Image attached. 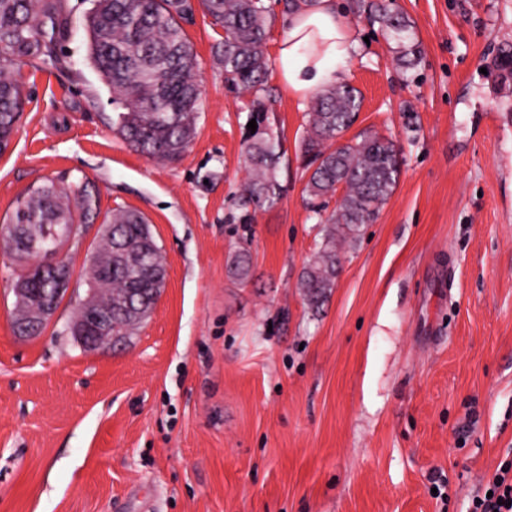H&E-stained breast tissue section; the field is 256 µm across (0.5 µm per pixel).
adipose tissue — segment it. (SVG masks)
<instances>
[{
    "label": "adipose tissue",
    "mask_w": 512,
    "mask_h": 512,
    "mask_svg": "<svg viewBox=\"0 0 512 512\" xmlns=\"http://www.w3.org/2000/svg\"><path fill=\"white\" fill-rule=\"evenodd\" d=\"M357 49L341 0H317L315 6L289 17L288 35L278 51V70L289 93L302 100L339 83Z\"/></svg>",
    "instance_id": "adipose-tissue-1"
}]
</instances>
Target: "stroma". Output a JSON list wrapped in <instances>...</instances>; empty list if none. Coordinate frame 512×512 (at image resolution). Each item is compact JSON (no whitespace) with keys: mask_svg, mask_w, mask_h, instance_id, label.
Wrapping results in <instances>:
<instances>
[{"mask_svg":"<svg viewBox=\"0 0 512 512\" xmlns=\"http://www.w3.org/2000/svg\"><path fill=\"white\" fill-rule=\"evenodd\" d=\"M264 4V97L286 155L279 203L248 224L251 97L225 85L202 8L184 26L196 134L174 161L113 133L90 0H61L67 68L22 65L0 226L49 179L88 185L99 209L65 247L72 282L40 335L13 331L19 268L0 247V512H470L512 455V0H396L422 51L406 72L379 24L347 14L350 132L393 138L403 163L317 313L297 288L322 237L304 193L310 104L279 77L284 4ZM116 209L148 219L166 285L123 347L92 352L69 327ZM242 247L245 283L226 268Z\"/></svg>","mask_w":512,"mask_h":512,"instance_id":"35a3bbf8","label":"stroma"}]
</instances>
